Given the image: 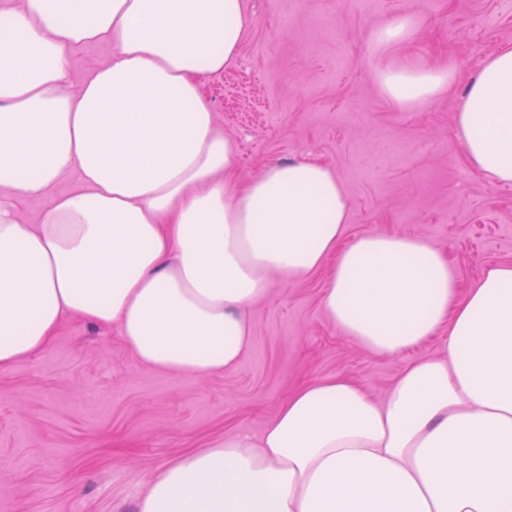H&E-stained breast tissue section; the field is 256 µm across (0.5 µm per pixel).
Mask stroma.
<instances>
[{
	"instance_id": "1",
	"label": "stroma",
	"mask_w": 512,
	"mask_h": 512,
	"mask_svg": "<svg viewBox=\"0 0 512 512\" xmlns=\"http://www.w3.org/2000/svg\"><path fill=\"white\" fill-rule=\"evenodd\" d=\"M253 22L224 73L203 78V100L236 156L235 181L270 163L332 169L349 204L346 238L419 235L442 249L461 291L485 268L512 264V184L468 163L454 126L470 76L512 46V0H246ZM400 18L405 39L372 34ZM112 55L71 53L68 88ZM454 65L448 92L394 104L380 69ZM330 268L275 275L244 314L252 344L234 368L171 375L138 364L116 328L68 317L52 344L0 370V512H132L153 471L224 436L261 434L303 384L341 376L380 400L431 341L384 357L328 319Z\"/></svg>"
}]
</instances>
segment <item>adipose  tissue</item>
Wrapping results in <instances>:
<instances>
[{
	"instance_id": "1",
	"label": "adipose tissue",
	"mask_w": 512,
	"mask_h": 512,
	"mask_svg": "<svg viewBox=\"0 0 512 512\" xmlns=\"http://www.w3.org/2000/svg\"><path fill=\"white\" fill-rule=\"evenodd\" d=\"M245 0H0V368L46 349L66 316L117 324L145 367L234 368L242 311L270 275L333 265L330 321L370 353L441 337L372 398L343 377L300 386L261 435L240 431L158 468L133 512H512V265L467 295L421 237L345 240L348 200L311 161L232 180L234 149L199 79L240 53ZM111 59L66 91L68 55ZM405 103L452 68L387 69ZM455 124L469 164L512 182V47L487 57ZM80 182L56 194L72 172ZM50 202L24 223L19 200Z\"/></svg>"
}]
</instances>
